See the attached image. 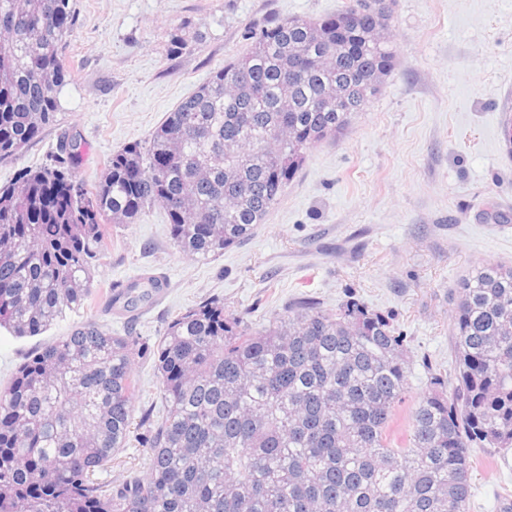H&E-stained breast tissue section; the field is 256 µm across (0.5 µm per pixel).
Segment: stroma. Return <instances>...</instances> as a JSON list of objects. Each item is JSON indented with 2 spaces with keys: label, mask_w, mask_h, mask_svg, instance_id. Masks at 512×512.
<instances>
[{
  "label": "stroma",
  "mask_w": 512,
  "mask_h": 512,
  "mask_svg": "<svg viewBox=\"0 0 512 512\" xmlns=\"http://www.w3.org/2000/svg\"><path fill=\"white\" fill-rule=\"evenodd\" d=\"M76 19L61 52L67 81L53 124L0 161V185L50 161L65 135L79 136L77 179L92 184L108 157L152 131L213 71L246 50L268 20L320 19L345 0H70ZM202 44L172 58L181 24ZM395 57L382 92L336 139L313 148L265 224L207 259L181 252L154 206L112 229L95 262L92 306L38 336L0 328V386L45 343L92 321L154 344L179 312L204 301L263 329L301 294L327 309L356 298L392 318L409 341V391L393 427L404 431L431 371H453V297L483 262L512 265V155L502 121L512 109V0H394ZM163 274V296L135 321L108 288L128 276ZM477 466L468 512L512 501V450Z\"/></svg>",
  "instance_id": "35a3bbf8"
}]
</instances>
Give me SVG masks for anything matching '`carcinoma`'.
I'll return each instance as SVG.
<instances>
[{"label": "carcinoma", "mask_w": 512, "mask_h": 512, "mask_svg": "<svg viewBox=\"0 0 512 512\" xmlns=\"http://www.w3.org/2000/svg\"><path fill=\"white\" fill-rule=\"evenodd\" d=\"M390 16L391 0H349L269 21L95 184L73 177L83 145L68 136L53 164L0 188V328L38 336L85 306L112 226L149 206L192 255L251 236L309 151L382 90ZM73 30L70 0H0V161L55 121ZM201 41L183 26L168 51ZM156 283L114 285L112 301L134 311ZM451 344L453 377L432 373L395 437L405 338L355 299L333 310L303 296L263 331L206 301L151 348L88 322L0 389V512H467L471 449L512 448V265L460 280ZM135 348L156 356L164 414L142 410L148 472L114 489L94 474L130 441Z\"/></svg>", "instance_id": "1"}]
</instances>
